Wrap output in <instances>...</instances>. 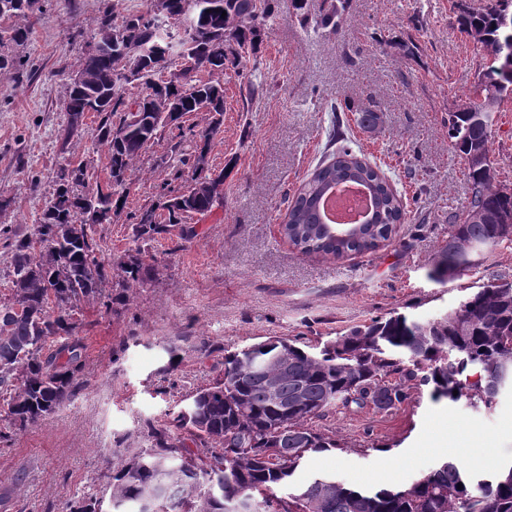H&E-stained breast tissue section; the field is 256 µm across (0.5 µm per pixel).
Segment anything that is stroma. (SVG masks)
Masks as SVG:
<instances>
[{"label":"stroma","instance_id":"35a3bbf8","mask_svg":"<svg viewBox=\"0 0 512 512\" xmlns=\"http://www.w3.org/2000/svg\"><path fill=\"white\" fill-rule=\"evenodd\" d=\"M330 0H279V18L257 59L225 71L224 122L206 155L224 173V202L186 216L194 234L145 245L151 279L126 286L113 277L109 302L81 304L85 346L75 397L38 424L0 442V512H61L71 497L102 496L110 463L154 448L152 429L213 382L224 356L267 336L326 340L398 312L433 318L456 308L469 287L512 278V245L489 254L479 273L446 283L427 276L448 240V217L466 204L462 159L448 141V114L474 93L485 52L458 24L455 0H350L341 29L302 26ZM148 0H40L24 45L22 75L0 76V298L10 288V243L30 235L52 196L57 173L84 163L89 184L106 181V149L91 138L67 143L69 75L92 43L94 19L115 22ZM415 44L414 54L405 45ZM261 92L248 98V83ZM375 102L383 117L360 130L355 108ZM347 126L354 149L379 166L406 211L396 234L372 252L335 261L304 255L280 232L294 193L328 158L333 123ZM193 112L163 128L135 163L122 213L96 225L107 262L136 248L132 213L158 200L178 164L171 144ZM492 153L497 181L512 187V99L498 114ZM334 449L311 455L296 474H336L367 487H405L452 457L480 475L512 459V391L492 409L433 399L411 389L398 408H337L312 419Z\"/></svg>","mask_w":512,"mask_h":512}]
</instances>
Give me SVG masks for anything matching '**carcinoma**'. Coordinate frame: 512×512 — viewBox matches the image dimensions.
I'll list each match as a JSON object with an SVG mask.
<instances>
[{"mask_svg":"<svg viewBox=\"0 0 512 512\" xmlns=\"http://www.w3.org/2000/svg\"><path fill=\"white\" fill-rule=\"evenodd\" d=\"M194 5L183 38L172 36L160 24L154 7L117 25L109 11L97 20V39L80 58L75 72L84 77L69 85L66 111L98 114L88 132L68 126L64 140L90 135L108 154L105 185L83 193L86 166L60 170L52 197L31 236L15 241L11 260L9 297L0 300V398L6 405L0 420L13 430L34 425L60 410L74 396L84 346L75 339L83 323L74 317L81 303L104 298L114 268L98 257L95 225L87 222L96 210L99 224H109L120 213L128 194V173L135 161L166 126L155 116L151 124L131 121L124 76L129 53L141 54L145 93L137 103L151 105L161 93L174 98L183 112H205L207 127L188 128L194 154L171 145L173 158L192 165L189 184L161 186L163 202L131 215L135 236L152 240L183 223L184 213L205 215L223 200L203 188L224 182V171L204 165L210 143L220 130L224 89L216 73L238 69L254 55L278 17L277 0H169L174 14ZM39 0H0L8 4L1 18L12 21L8 40H27L30 18L40 10ZM341 6L334 4L314 21V28L339 32ZM463 32L480 29L479 43L487 62L478 75L474 97L467 109L448 113V139L464 161L467 204L450 217L448 243L428 277L440 283L475 272L483 259L512 236L502 231L495 217L512 216V191L489 175L497 166L490 143L497 112L485 111L480 89L498 84L512 87V18L503 21L490 5L478 14L461 12ZM127 33V52L110 45L112 30ZM197 60L194 73L176 86L160 75L172 65L174 47ZM206 72L208 77L197 76ZM119 116L113 122V116ZM381 113L372 104L356 110V124L364 130L379 126ZM336 147L297 189L283 218L282 233L304 254L336 260L379 247L405 223L401 197L380 169L354 152L341 130L329 139ZM488 153V168L474 167L469 156ZM366 187L373 207L366 222L353 226L348 237L323 222L320 201L339 183ZM186 212L169 207L164 199L184 195L194 186ZM168 216L158 219L157 210ZM120 276L143 284L150 270L141 249L119 263ZM288 352L291 369L281 376L273 358ZM504 375L512 384V281L489 280L472 291L454 311L440 318H412L395 313L350 328L322 345L302 348L290 338L268 337L224 357V371L214 383L198 389L173 418L181 432L170 436L153 430L156 448L130 453L113 467L109 497L123 500L126 512H135L145 493L155 492L154 512H228L240 500L253 503L252 512H512V462L488 478L476 476L451 459L441 461L406 487L360 489L327 473H317L302 485L293 476L312 454L336 444L309 426L336 408L352 405L385 411L409 398V390L432 386L435 399H465L489 408L496 396L487 393L491 379ZM278 385L279 400L269 397L268 386ZM458 394H453V391ZM195 448H189V445ZM101 500L84 497L65 502L63 512H97Z\"/></svg>","mask_w":512,"mask_h":512,"instance_id":"1","label":"carcinoma"}]
</instances>
